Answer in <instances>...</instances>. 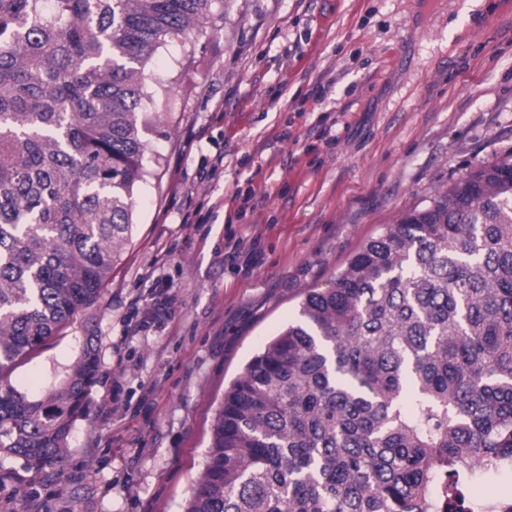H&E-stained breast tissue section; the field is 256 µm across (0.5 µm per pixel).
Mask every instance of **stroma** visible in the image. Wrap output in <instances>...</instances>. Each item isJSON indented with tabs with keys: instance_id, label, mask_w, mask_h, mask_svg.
Here are the masks:
<instances>
[{
	"instance_id": "35a3bbf8",
	"label": "stroma",
	"mask_w": 512,
	"mask_h": 512,
	"mask_svg": "<svg viewBox=\"0 0 512 512\" xmlns=\"http://www.w3.org/2000/svg\"><path fill=\"white\" fill-rule=\"evenodd\" d=\"M149 71L165 87H147L150 176L123 260L10 377L39 393L89 337L96 382L61 462H0V512H183L225 387L305 292L512 151V0H215Z\"/></svg>"
}]
</instances>
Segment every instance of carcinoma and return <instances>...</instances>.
<instances>
[{
  "label": "carcinoma",
  "mask_w": 512,
  "mask_h": 512,
  "mask_svg": "<svg viewBox=\"0 0 512 512\" xmlns=\"http://www.w3.org/2000/svg\"><path fill=\"white\" fill-rule=\"evenodd\" d=\"M214 0H0V381L98 301L147 183V65ZM98 352L0 384V459L62 458ZM512 469V151L402 213L224 391L184 512H448Z\"/></svg>",
  "instance_id": "cac0c4a2"
}]
</instances>
